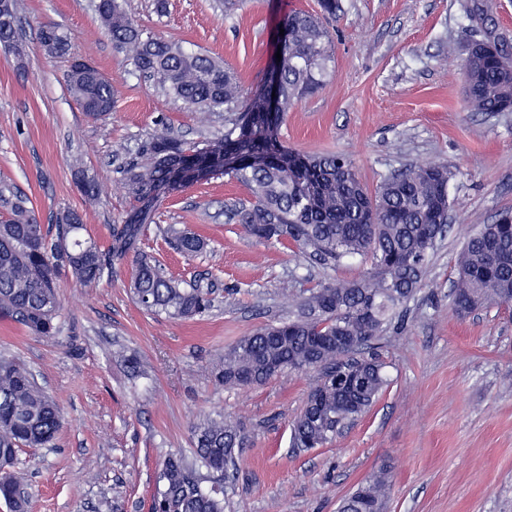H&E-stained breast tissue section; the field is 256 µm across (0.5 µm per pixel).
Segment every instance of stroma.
Masks as SVG:
<instances>
[{
	"label": "stroma",
	"instance_id": "obj_1",
	"mask_svg": "<svg viewBox=\"0 0 512 512\" xmlns=\"http://www.w3.org/2000/svg\"><path fill=\"white\" fill-rule=\"evenodd\" d=\"M20 35L25 67L0 49V185L29 197L41 224L78 210L85 234L108 248L132 202L120 166L159 125L189 142L223 134L231 112L204 114L165 98L160 86L113 51L90 0H26ZM466 0H344L322 88L282 127L307 154L343 153L369 187L413 162L447 165L451 229L424 280L371 345L391 383L376 405L324 448L290 445V424L320 373L284 371L247 389L216 385L210 364L258 326L294 316L299 297L329 279L354 280L361 258L336 268L295 246L260 241L224 221L247 189L217 176L173 192L136 250L170 274L208 288L213 308L190 321L147 313L131 298L132 260L113 261L100 288L61 274L55 337L0 320V355L25 362L56 403L62 429L52 447L22 452L15 473L31 487L32 512H150L165 458H194L193 422L223 415L242 437L240 466L224 512H337L374 471L387 469L386 512H512V305L461 316L448 296L467 236L512 209V112L465 108L460 55L480 28L512 46V0H483L484 19ZM144 33L178 40L224 62L244 87L258 84L283 18L315 11L317 0H244L231 17L213 0H127ZM53 24L116 89L103 121H89L70 94L65 64L37 40ZM83 166L99 184L95 205L75 186ZM188 228L208 242L185 260L165 235ZM137 354L142 373L118 361Z\"/></svg>",
	"mask_w": 512,
	"mask_h": 512
}]
</instances>
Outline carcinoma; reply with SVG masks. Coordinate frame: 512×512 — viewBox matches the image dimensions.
Instances as JSON below:
<instances>
[{
    "instance_id": "1",
    "label": "carcinoma",
    "mask_w": 512,
    "mask_h": 512,
    "mask_svg": "<svg viewBox=\"0 0 512 512\" xmlns=\"http://www.w3.org/2000/svg\"><path fill=\"white\" fill-rule=\"evenodd\" d=\"M125 0H96L95 12L112 39L143 77L195 111L238 113L224 134L188 145L161 127L150 134L140 156L120 168L127 193L138 203L122 229L102 250L82 236L83 216L67 210L56 218L55 236L40 224L21 196L0 219V317L37 336L58 330L57 281L68 272L82 288H96L112 266L135 250L144 227L155 223L162 195L211 175L247 188L250 199L224 210L225 223L239 224L250 236L287 241L336 267L360 256L370 270L359 280H332L301 298L298 313L241 337L212 364V376L228 388L260 385L285 370L318 369L321 376L291 426V445L311 449L333 442L367 413L390 385L383 364L363 348L382 335L399 308L423 286L431 253L449 230L451 173L443 164L411 163L388 174L370 190L345 155H305L279 139L280 124L327 77L333 36L325 20L343 11L342 0H319L320 13L294 11L284 17L280 61L268 66L263 84L246 89L223 63L185 50L181 44L144 34ZM0 45L18 60L26 46L17 34L22 0H0ZM40 45L58 57L73 55L72 37L53 25L38 32ZM512 52L477 49L462 59L465 102L470 112H512ZM69 92L97 121L112 112L115 90L92 65L74 61L67 73ZM76 186L89 204L98 198L94 177L79 170ZM177 250L191 259L206 243L194 232L171 230ZM512 254V212L481 224L461 250L450 295L459 313L486 304L512 302V261L493 262L489 243ZM130 292L145 311L172 319L205 316L210 291L165 274L148 257L133 258ZM360 385L350 389L353 379ZM62 421L51 398L17 360L0 358V500L10 512H29L28 486L6 472L22 448L53 445ZM195 459L215 478L201 488L185 459L168 456L162 489L152 512H224L221 482L234 480L240 430L221 416L193 422ZM387 473L372 474L340 506V512H384Z\"/></svg>"
}]
</instances>
